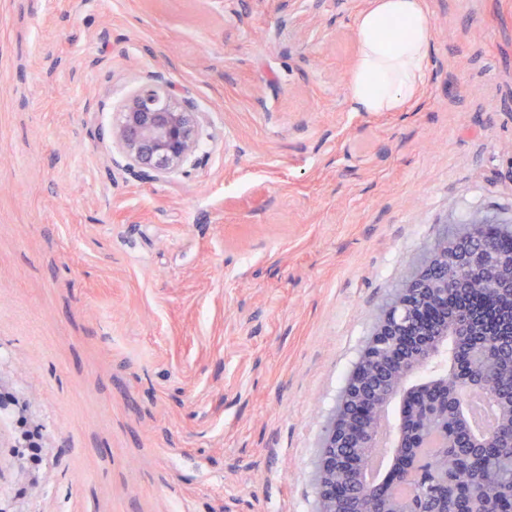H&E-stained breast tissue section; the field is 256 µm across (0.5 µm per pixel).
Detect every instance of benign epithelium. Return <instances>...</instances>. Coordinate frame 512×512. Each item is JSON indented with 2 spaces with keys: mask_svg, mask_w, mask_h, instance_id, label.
<instances>
[{
  "mask_svg": "<svg viewBox=\"0 0 512 512\" xmlns=\"http://www.w3.org/2000/svg\"><path fill=\"white\" fill-rule=\"evenodd\" d=\"M204 128L203 113L161 72L146 76L112 118V145L144 179L157 180L185 168L194 156ZM486 278L496 288L512 292V254L500 252L493 239L465 235L438 238L419 266L385 304L363 353L344 385L336 411L321 439L317 464L319 512H337L336 503L348 502L347 512H420L413 485L379 508L372 496L380 488L364 479L370 459L384 447L379 415L390 410L396 418L392 451L433 446L434 437L422 423L407 428L406 398L415 380L430 391L445 392L444 408L464 420L460 395L494 387L492 376L473 381L451 370L420 377L428 364L443 354L460 351L474 335L475 316L465 307L441 301L452 292L464 294L473 282ZM341 448H370L372 452L350 473L345 486L336 485Z\"/></svg>",
  "mask_w": 512,
  "mask_h": 512,
  "instance_id": "7a95c632",
  "label": "benign epithelium"
}]
</instances>
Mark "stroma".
<instances>
[{
	"mask_svg": "<svg viewBox=\"0 0 512 512\" xmlns=\"http://www.w3.org/2000/svg\"><path fill=\"white\" fill-rule=\"evenodd\" d=\"M376 0H0V491L20 512H317L384 300L512 224V0H424L427 82L355 112ZM163 70L208 124L140 178L112 113Z\"/></svg>",
	"mask_w": 512,
	"mask_h": 512,
	"instance_id": "stroma-1",
	"label": "stroma"
}]
</instances>
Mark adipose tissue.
Here are the masks:
<instances>
[{
	"instance_id": "ef3b65f1",
	"label": "adipose tissue",
	"mask_w": 512,
	"mask_h": 512,
	"mask_svg": "<svg viewBox=\"0 0 512 512\" xmlns=\"http://www.w3.org/2000/svg\"><path fill=\"white\" fill-rule=\"evenodd\" d=\"M394 28L390 41L380 33ZM360 53L348 102L359 112H395L427 79L430 28L422 0H377L356 22Z\"/></svg>"
}]
</instances>
